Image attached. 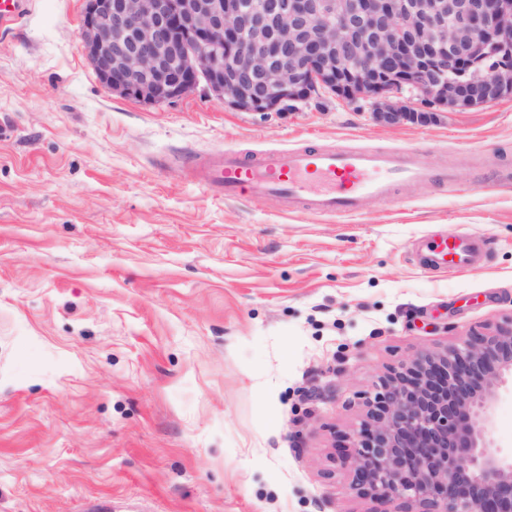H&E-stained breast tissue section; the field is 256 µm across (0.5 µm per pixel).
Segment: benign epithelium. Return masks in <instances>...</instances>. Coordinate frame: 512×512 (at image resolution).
I'll use <instances>...</instances> for the list:
<instances>
[{
    "label": "benign epithelium",
    "mask_w": 512,
    "mask_h": 512,
    "mask_svg": "<svg viewBox=\"0 0 512 512\" xmlns=\"http://www.w3.org/2000/svg\"><path fill=\"white\" fill-rule=\"evenodd\" d=\"M81 40L115 95L157 105L198 87L265 113L317 90L373 101L387 126L512 97V0H83ZM409 89L427 104L396 100ZM512 378V312L390 368L339 449L363 498L396 512H512V453L489 437Z\"/></svg>",
    "instance_id": "1"
}]
</instances>
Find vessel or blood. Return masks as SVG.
I'll list each match as a JSON object with an SVG mask.
<instances>
[{
	"label": "vessel or blood",
	"instance_id": "b4317fda",
	"mask_svg": "<svg viewBox=\"0 0 512 512\" xmlns=\"http://www.w3.org/2000/svg\"><path fill=\"white\" fill-rule=\"evenodd\" d=\"M187 173L228 200L246 191L275 195L288 211L320 216L353 214L363 197L388 200L394 185L423 183L432 176L428 168L390 151L316 146L268 150L252 158L214 150L193 158ZM487 247L485 239L473 235L442 236L425 243V265L469 271L482 263Z\"/></svg>",
	"mask_w": 512,
	"mask_h": 512
}]
</instances>
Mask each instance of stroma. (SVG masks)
<instances>
[{
  "mask_svg": "<svg viewBox=\"0 0 512 512\" xmlns=\"http://www.w3.org/2000/svg\"><path fill=\"white\" fill-rule=\"evenodd\" d=\"M82 9L0 25V512H374L335 434L389 367L512 311V99L398 126L328 94L144 105L97 80ZM304 144L452 177L312 216L186 171ZM459 232L485 265L425 269L418 245Z\"/></svg>",
  "mask_w": 512,
  "mask_h": 512,
  "instance_id": "1",
  "label": "stroma"
}]
</instances>
